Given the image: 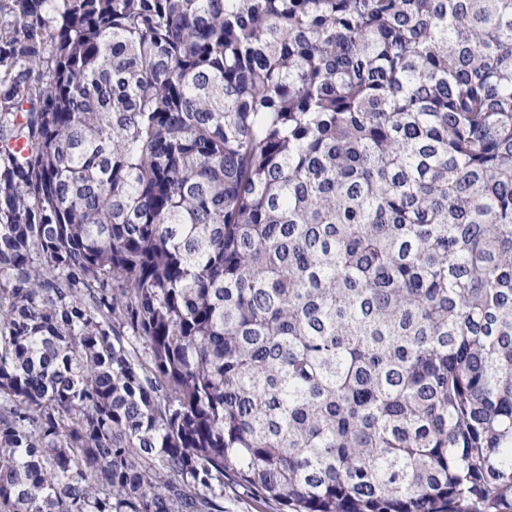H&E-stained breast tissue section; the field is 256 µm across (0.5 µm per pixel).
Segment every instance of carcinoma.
Instances as JSON below:
<instances>
[{"instance_id":"1","label":"carcinoma","mask_w":512,"mask_h":512,"mask_svg":"<svg viewBox=\"0 0 512 512\" xmlns=\"http://www.w3.org/2000/svg\"><path fill=\"white\" fill-rule=\"evenodd\" d=\"M512 512V0H0V512Z\"/></svg>"}]
</instances>
